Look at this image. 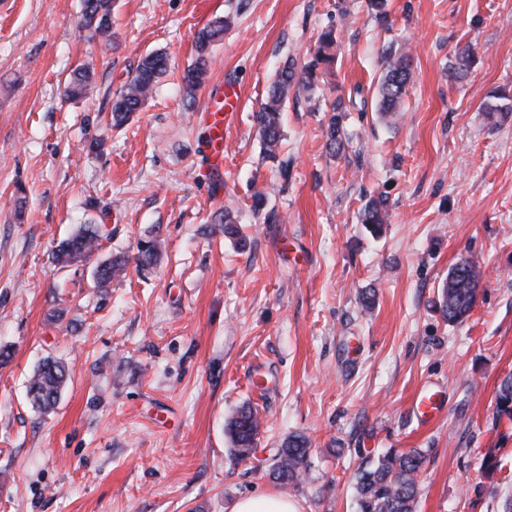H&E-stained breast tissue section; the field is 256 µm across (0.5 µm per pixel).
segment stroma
Wrapping results in <instances>:
<instances>
[{
	"label": "stroma",
	"instance_id": "stroma-1",
	"mask_svg": "<svg viewBox=\"0 0 512 512\" xmlns=\"http://www.w3.org/2000/svg\"><path fill=\"white\" fill-rule=\"evenodd\" d=\"M80 15L81 0H0V512H230L259 493L357 512V468L392 448L429 453L416 512H503L512 423L493 413L512 373V0H386L379 12L370 0H116L108 41L87 39ZM224 16L187 100L194 34ZM328 26L333 62L289 97L278 157L264 158L254 114L273 74L306 66ZM466 45L474 60L457 79ZM152 51L168 72L113 128V97ZM391 52L411 56V78L400 112L383 115ZM82 63L94 91L66 99ZM227 79L240 108L216 183L199 112ZM337 103L335 154L322 130ZM378 197L389 220L376 236L361 213ZM225 209L245 243L214 223ZM83 224L102 232L98 258L126 260L108 287H95L94 262H51ZM146 238L160 244L150 267L137 263ZM464 258L483 278L451 324L440 289ZM47 358L72 379L43 414L26 385ZM421 392L442 403L425 425ZM245 403L261 428L239 462L225 427ZM295 433L310 466L282 489L268 472Z\"/></svg>",
	"mask_w": 512,
	"mask_h": 512
}]
</instances>
